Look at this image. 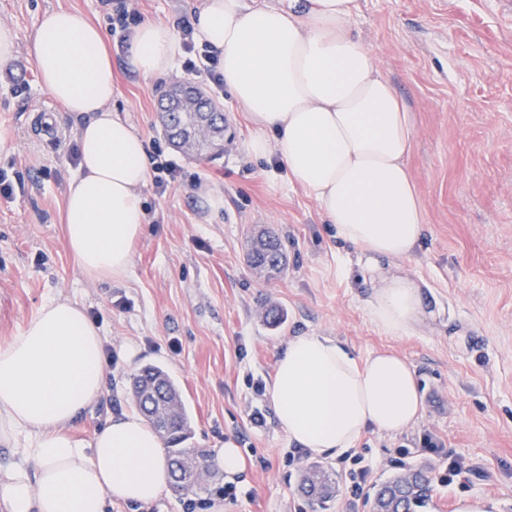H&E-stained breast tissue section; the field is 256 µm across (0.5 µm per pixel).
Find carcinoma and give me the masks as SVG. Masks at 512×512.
Segmentation results:
<instances>
[{"label":"carcinoma","instance_id":"obj_1","mask_svg":"<svg viewBox=\"0 0 512 512\" xmlns=\"http://www.w3.org/2000/svg\"><path fill=\"white\" fill-rule=\"evenodd\" d=\"M159 120L168 141L178 149L192 137L199 156L212 154L224 143L222 112H207L193 106L162 113ZM245 259L252 270L263 276L280 275L286 270L284 245L273 234L249 238ZM131 394L138 410L163 440L169 458L171 487L182 494L193 491L199 476L180 475L185 459L193 455V450L186 446L192 428L178 387L161 367L147 365L133 376ZM431 483L429 473L420 469L381 484L375 494L374 512H413L414 507L425 501ZM301 491L310 503L322 505L334 497L335 481L320 466L312 465Z\"/></svg>","mask_w":512,"mask_h":512}]
</instances>
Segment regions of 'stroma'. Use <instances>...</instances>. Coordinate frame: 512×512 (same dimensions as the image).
Returning a JSON list of instances; mask_svg holds the SVG:
<instances>
[{"label":"stroma","instance_id":"stroma-1","mask_svg":"<svg viewBox=\"0 0 512 512\" xmlns=\"http://www.w3.org/2000/svg\"><path fill=\"white\" fill-rule=\"evenodd\" d=\"M60 8L111 27L100 0H0V25L15 31L19 45L0 64V168L21 179L12 196H0V346L47 299L86 305L111 359L100 402L82 416L78 436L91 438L112 412L131 407L133 375L162 365L192 418L189 447L210 454L231 440L246 458L238 498L225 501L224 512H373L372 497H351L341 459L289 443L260 389L289 336H332L362 358L381 350L404 356L423 393L424 414L414 426L398 435L370 431L357 442L372 485L427 469L434 482L416 512H455L464 497L512 512V27L497 0H361L351 22L414 115L409 165L429 232L394 268L426 283L433 315L400 339L368 319V286L358 269L340 271L335 230L315 204L288 188L276 160L249 157L252 129L229 92L181 68L142 77L128 67L129 45L116 34L108 37L113 107L148 153L163 152L177 172L165 191L151 183L143 190L147 224L128 276L87 280L62 224L77 170L75 121L43 89L26 51L43 13ZM175 83L205 87L223 109L219 158L185 154L164 137L158 113ZM210 191L223 196L222 208H211ZM268 229L281 233L288 266L271 280L244 260L247 235ZM272 308L284 313L276 327L265 321ZM125 341L141 345L137 359L121 358ZM255 406L267 412L264 426L248 418ZM427 435L441 440L440 452L422 450ZM454 458L465 471L440 483ZM312 464L336 478L324 511L299 491Z\"/></svg>","mask_w":512,"mask_h":512}]
</instances>
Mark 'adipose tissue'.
<instances>
[{"mask_svg":"<svg viewBox=\"0 0 512 512\" xmlns=\"http://www.w3.org/2000/svg\"><path fill=\"white\" fill-rule=\"evenodd\" d=\"M359 0H202L195 36L220 60L224 86L255 128L258 159L277 157L289 188L332 224L341 265L369 279L368 317L383 335L411 336L428 315L424 283L393 272L428 231L408 159L410 105L349 25ZM104 31L74 10L46 12L27 51L44 90L77 119L80 159L64 196L68 247L84 276L125 277L146 223L150 168L142 137L112 108ZM174 25L147 22L129 62L145 77L174 69ZM104 340L84 308L44 302L0 347V512H110L143 507L168 485L163 441L135 409L115 413L91 441L75 437L101 398ZM291 444L341 456L370 430L397 434L423 414L415 372L400 355L361 359L329 336L289 337L266 387Z\"/></svg>","mask_w":512,"mask_h":512,"instance_id":"adipose-tissue-1","label":"adipose tissue"}]
</instances>
